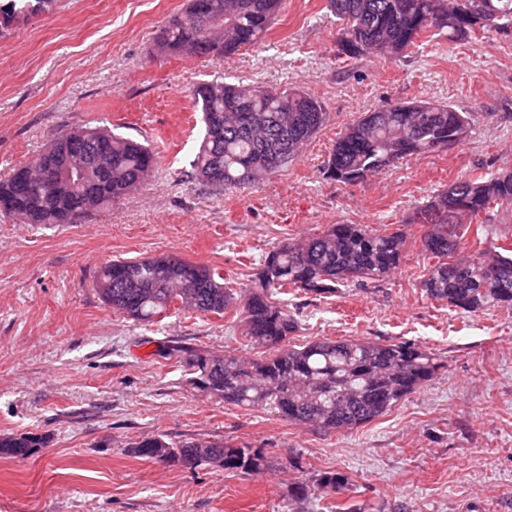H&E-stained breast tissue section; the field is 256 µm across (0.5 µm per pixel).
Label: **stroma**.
I'll use <instances>...</instances> for the list:
<instances>
[{
  "instance_id": "1",
  "label": "stroma",
  "mask_w": 512,
  "mask_h": 512,
  "mask_svg": "<svg viewBox=\"0 0 512 512\" xmlns=\"http://www.w3.org/2000/svg\"><path fill=\"white\" fill-rule=\"evenodd\" d=\"M328 0H283L260 44L235 54L164 55L159 28L188 0H55L0 35V179L74 123L108 125L159 154L145 186L78 224L0 219V436H46L18 461L0 456V512H512V309L474 315L426 296L432 263L416 210L458 177L512 169V32L421 39L391 61L338 51ZM298 88L327 119L303 152L264 181L214 190L188 179L199 83ZM431 100L473 113L467 138L354 184L324 166L347 127L388 102ZM333 224L406 238L383 280L284 300L289 342L414 343L442 368L424 389L351 431L323 432L269 411L224 404L188 383L184 346L252 359L240 308L169 312L144 325L92 286L106 262L169 254L219 268L241 294L266 253ZM222 441L260 451L264 473L183 468L129 443ZM324 471L338 495L290 499V483Z\"/></svg>"
}]
</instances>
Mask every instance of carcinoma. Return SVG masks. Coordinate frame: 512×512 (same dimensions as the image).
Segmentation results:
<instances>
[{
	"instance_id": "cac0c4a2",
	"label": "carcinoma",
	"mask_w": 512,
	"mask_h": 512,
	"mask_svg": "<svg viewBox=\"0 0 512 512\" xmlns=\"http://www.w3.org/2000/svg\"><path fill=\"white\" fill-rule=\"evenodd\" d=\"M54 0H7L0 29L17 17L47 10ZM281 0H189L157 36L170 54L224 56L259 42ZM339 21L341 51L348 57L394 59L423 34L451 42L478 31H512V0H328ZM202 112L201 142L190 177L214 189L254 184L288 165L325 124L327 112L311 94L251 83H202L194 90ZM421 119L406 103L384 105L351 124L325 165L328 178L358 183L414 155L437 152L448 133L469 132L471 113L438 101L419 103ZM148 145L105 127L74 124L6 180H0L3 216L23 224H75L90 212L121 201L143 185L158 164ZM512 212V171L462 176L416 212L423 245L437 258L423 282L426 295L468 313L512 307V244L489 239L487 214ZM474 230L475 251L460 255ZM403 234L365 225L333 224L321 235L270 250L257 272L258 286L241 296L245 336L266 355L250 359L226 351L216 357L189 353L190 385L226 404L265 408L290 423L324 431L351 430L386 414L419 391L442 364L409 342L322 340L291 346L294 315L274 294L288 289L321 295L344 283L364 285L389 276L403 263ZM94 288L113 311L150 324L174 303L184 311L224 314L234 297L224 277L171 255L111 261ZM42 435L0 437V455L25 460L44 447ZM142 458L172 466H215L231 474L257 473L261 452L197 439L172 442L160 434L129 444ZM349 477L322 472L299 478L290 497L305 501L316 490L341 494Z\"/></svg>"
}]
</instances>
